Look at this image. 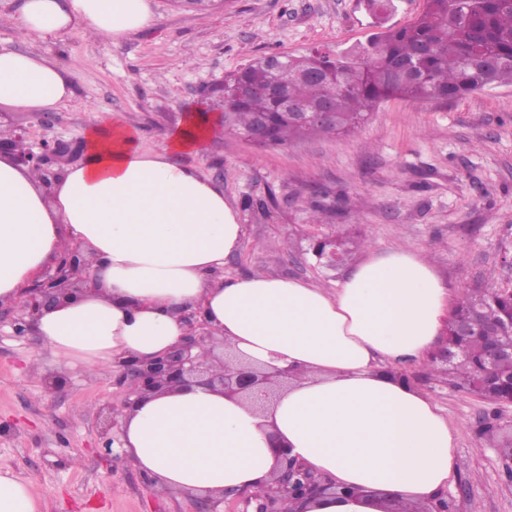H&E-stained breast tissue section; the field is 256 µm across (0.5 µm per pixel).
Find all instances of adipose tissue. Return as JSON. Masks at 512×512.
<instances>
[{"instance_id": "adipose-tissue-1", "label": "adipose tissue", "mask_w": 512, "mask_h": 512, "mask_svg": "<svg viewBox=\"0 0 512 512\" xmlns=\"http://www.w3.org/2000/svg\"><path fill=\"white\" fill-rule=\"evenodd\" d=\"M150 0H25L15 27L30 41L74 24L118 42L147 26ZM73 90L59 63L0 49V105L49 112ZM211 131L196 116L146 151L137 129L87 125L84 159L51 189L0 156V302H14L51 258L82 246L95 287L45 311L36 329L65 363L108 371L164 353L185 333L182 307L201 308L237 364L287 370L266 407L206 387L166 391L121 410L120 455L163 497L269 487L277 434L291 457L346 489L297 512L433 507L456 474L458 432L401 378L378 371L426 359L448 293L424 254L368 249L335 291L294 278L226 276L243 226L224 191L192 166ZM28 479L0 469V512H46Z\"/></svg>"}]
</instances>
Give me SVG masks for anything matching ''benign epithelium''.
<instances>
[{"instance_id":"obj_1","label":"benign epithelium","mask_w":512,"mask_h":512,"mask_svg":"<svg viewBox=\"0 0 512 512\" xmlns=\"http://www.w3.org/2000/svg\"><path fill=\"white\" fill-rule=\"evenodd\" d=\"M26 141V131L14 132V138L0 142V154L14 155L17 163L43 172L45 185L50 186L61 176L57 167L68 162L70 156L79 152L80 145L54 138H44L37 150L27 149L14 153L19 142ZM82 266L86 278L81 281L72 279V268ZM93 263L87 260L80 248H75L57 259L46 269L41 278L25 292L24 297L13 303L18 309L11 319L13 332L25 336L36 332V323L40 314L64 301L87 291L85 284L93 281ZM182 319L187 326L186 336L165 353L149 360L122 366V376L128 382L129 395L145 397L168 389L191 386H205L219 390L226 396H238L264 405L271 401L284 387V378L288 372L274 369L266 371L248 365H239L220 373H214L205 366L193 350L213 338L205 319L199 310L183 311ZM511 354L497 343L489 344L484 351V364L493 365L503 356ZM433 363L448 368V337H441L438 345L430 352ZM271 448L277 458L278 467L265 493L266 504L262 512H284V504L290 499H314L334 490L323 482L309 468L290 458L284 446L276 436H270Z\"/></svg>"}]
</instances>
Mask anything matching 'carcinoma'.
I'll list each match as a JSON object with an SVG mask.
<instances>
[{
	"mask_svg": "<svg viewBox=\"0 0 512 512\" xmlns=\"http://www.w3.org/2000/svg\"><path fill=\"white\" fill-rule=\"evenodd\" d=\"M424 2L414 22L388 27L355 51L332 56L316 49L284 58L277 69L260 57L224 78L227 87L279 85L301 112L329 107L334 112L331 123L297 124L273 97L226 92L224 132L245 136L256 113L264 112L272 144L286 146L303 136L353 133L367 113L392 97L444 102L512 86V0ZM454 313H476L493 330L490 336L462 335L448 328V346L455 353L444 372L448 383H463L492 401L512 399L511 359L497 364L495 382L482 370L486 345L512 339V295L492 287L475 288L461 295Z\"/></svg>",
	"mask_w": 512,
	"mask_h": 512,
	"instance_id": "1",
	"label": "carcinoma"
}]
</instances>
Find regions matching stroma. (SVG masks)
<instances>
[{"instance_id":"stroma-1","label":"stroma","mask_w":512,"mask_h":512,"mask_svg":"<svg viewBox=\"0 0 512 512\" xmlns=\"http://www.w3.org/2000/svg\"><path fill=\"white\" fill-rule=\"evenodd\" d=\"M152 9L149 26L115 43L80 25L31 43L0 24V48L53 57L74 90L51 126L4 107L0 128H25L33 145L80 139L95 119L120 121L139 131L149 151L195 111L213 128L203 150L180 161L223 187L244 227L225 274L336 288L346 268L318 266L312 254L315 240L329 237L427 254L454 301L479 285L512 289L511 86L444 104L392 98L354 134L259 147L215 126L222 103L211 88L261 56L366 43L382 26L364 0H225L208 12L153 0ZM315 203L333 211L330 223L311 222ZM30 358L43 376L28 374ZM402 372L460 432L447 491L459 512H512V473L497 452L512 430V404L495 406L448 385L424 360ZM126 401L118 371L64 365L40 336L20 337L0 324V467L35 491L54 490L47 512H195L194 497L160 498L137 469L105 455L101 414Z\"/></svg>"}]
</instances>
